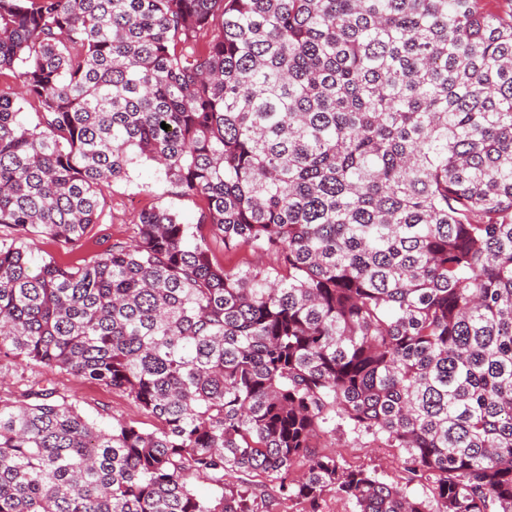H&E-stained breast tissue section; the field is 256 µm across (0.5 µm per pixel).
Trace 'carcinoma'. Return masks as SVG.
<instances>
[{"label": "carcinoma", "mask_w": 512, "mask_h": 512, "mask_svg": "<svg viewBox=\"0 0 512 512\" xmlns=\"http://www.w3.org/2000/svg\"><path fill=\"white\" fill-rule=\"evenodd\" d=\"M480 2L0 0V72L40 107L28 127L0 93V355L153 420L0 399V512H273L269 484L512 512V22ZM141 161L197 224L145 209L31 267ZM204 226L273 262L222 265ZM338 421L436 507L318 452Z\"/></svg>", "instance_id": "carcinoma-1"}]
</instances>
